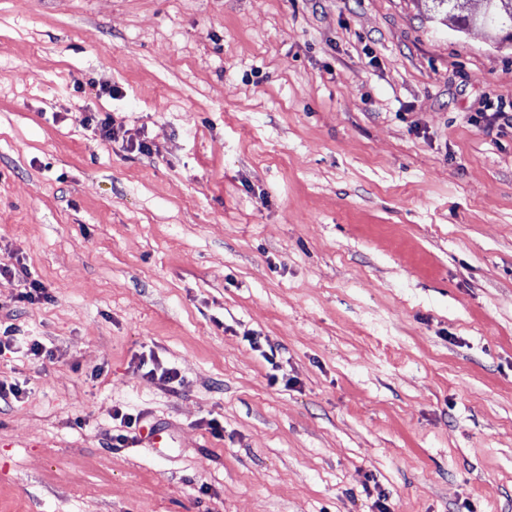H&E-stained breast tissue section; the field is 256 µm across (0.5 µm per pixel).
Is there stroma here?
<instances>
[{"mask_svg": "<svg viewBox=\"0 0 512 512\" xmlns=\"http://www.w3.org/2000/svg\"><path fill=\"white\" fill-rule=\"evenodd\" d=\"M509 105L429 0H0V512H512ZM2 270L21 277L26 283L27 288H24V291L19 296L20 302L34 304L35 302L47 300L50 297L46 286L37 279H29V273L24 267L16 268L13 266V268H9L8 266H1L0 273ZM138 367L146 370V374L152 377L158 376V380L162 381L167 385L179 384L180 375L178 371L172 367H161L155 362L153 357L150 355L149 359L145 356L139 358Z\"/></svg>", "mask_w": 512, "mask_h": 512, "instance_id": "stroma-1", "label": "stroma"}]
</instances>
